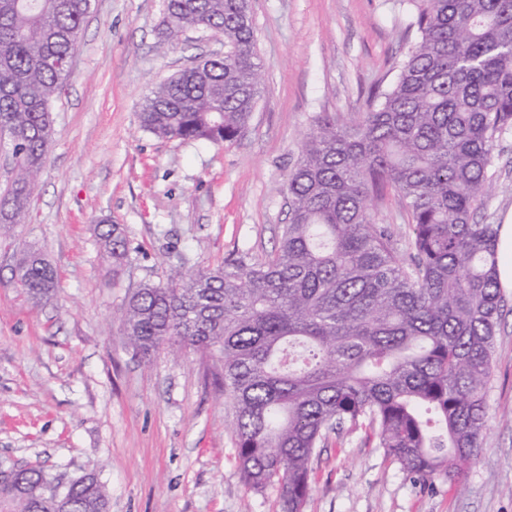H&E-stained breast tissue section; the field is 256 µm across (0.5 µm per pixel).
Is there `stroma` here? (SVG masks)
<instances>
[{
  "label": "stroma",
  "instance_id": "obj_1",
  "mask_svg": "<svg viewBox=\"0 0 512 512\" xmlns=\"http://www.w3.org/2000/svg\"><path fill=\"white\" fill-rule=\"evenodd\" d=\"M265 69L247 132L232 143L161 139L140 126L151 88L223 37L190 29L158 54L163 0H93L24 224L0 240V465L62 481L96 469L110 512H281L276 488L243 483L214 385L220 362L164 349L142 359L120 332L128 295L172 269L247 250L262 258L288 221V173L316 118H357L407 44L401 0H252ZM482 213L512 217V133L497 144ZM125 225L134 247L113 275L95 226ZM37 241L56 295L14 288ZM481 457L450 487L412 483L364 431L330 435L313 457L304 512H512V288L502 291Z\"/></svg>",
  "mask_w": 512,
  "mask_h": 512
}]
</instances>
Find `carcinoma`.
Here are the masks:
<instances>
[{"mask_svg": "<svg viewBox=\"0 0 512 512\" xmlns=\"http://www.w3.org/2000/svg\"><path fill=\"white\" fill-rule=\"evenodd\" d=\"M416 37L385 89L351 123L319 117L288 174L278 248L145 282L121 320L144 359L188 346L222 363L246 486L277 488L302 512L310 463L334 430H363L411 477L457 486L481 454L493 376L500 225L477 220L489 170L512 132V0H404ZM90 0H0V149L14 167L0 188V235L24 223L52 143V103L71 74ZM204 26L224 59L157 85L140 112L160 138L232 143L264 82L247 0H167L164 52ZM392 191L406 213L409 257L375 220ZM96 236L117 277L132 252L122 224ZM13 285L35 303L56 294L39 249L23 251ZM21 466L0 476V512H108L96 471L69 482Z\"/></svg>", "mask_w": 512, "mask_h": 512, "instance_id": "obj_1", "label": "carcinoma"}]
</instances>
